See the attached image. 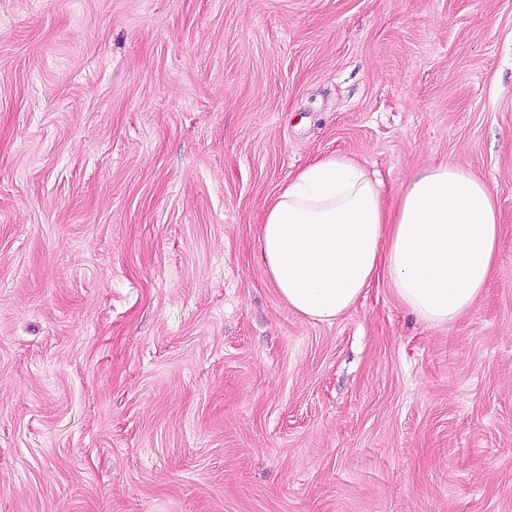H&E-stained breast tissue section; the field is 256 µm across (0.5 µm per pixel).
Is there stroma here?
Here are the masks:
<instances>
[{
	"label": "stroma",
	"instance_id": "35a3bbf8",
	"mask_svg": "<svg viewBox=\"0 0 512 512\" xmlns=\"http://www.w3.org/2000/svg\"><path fill=\"white\" fill-rule=\"evenodd\" d=\"M494 191V276L280 301L265 204ZM0 512H512V0H0Z\"/></svg>",
	"mask_w": 512,
	"mask_h": 512
}]
</instances>
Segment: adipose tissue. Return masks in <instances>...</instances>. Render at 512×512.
<instances>
[{
	"label": "adipose tissue",
	"mask_w": 512,
	"mask_h": 512,
	"mask_svg": "<svg viewBox=\"0 0 512 512\" xmlns=\"http://www.w3.org/2000/svg\"><path fill=\"white\" fill-rule=\"evenodd\" d=\"M500 233L490 188L453 163L414 175L389 204L377 179L333 156L269 200L261 259L280 300L308 320L335 321L383 278L419 317L445 325L485 288Z\"/></svg>",
	"instance_id": "1"
}]
</instances>
